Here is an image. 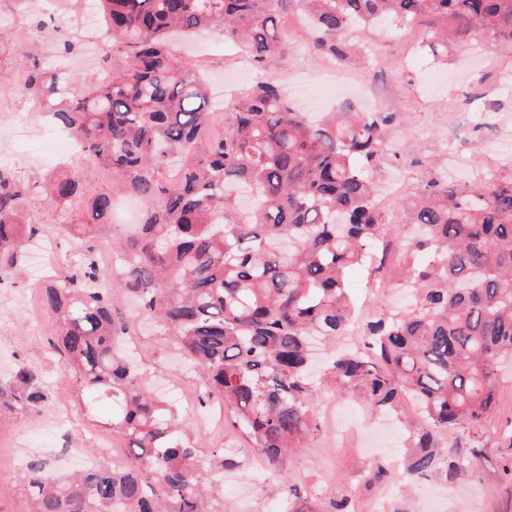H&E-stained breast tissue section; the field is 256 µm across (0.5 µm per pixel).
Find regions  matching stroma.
Instances as JSON below:
<instances>
[{"mask_svg": "<svg viewBox=\"0 0 512 512\" xmlns=\"http://www.w3.org/2000/svg\"><path fill=\"white\" fill-rule=\"evenodd\" d=\"M0 14L11 21L34 26V40L25 54L0 52V71L11 73L21 63H33L56 51L53 22L34 14L29 0H0ZM283 35L280 53L267 58L265 72L283 79L297 78L314 69L319 58L306 49L312 31L298 26L294 13L280 19ZM411 24L393 23L363 39L359 55L351 63L361 70L379 54L404 55L402 67L383 77L384 108L395 113L397 123L389 129L396 139L400 160H383L384 181L401 180L403 189L385 209L388 222L408 220L412 197L432 177L461 186L481 178H499L512 171V164L492 166L496 145L486 132L465 136L460 148L447 144L448 125L464 96H471L474 111L491 110L512 122V53L498 52L492 67L480 64L483 43L465 46L447 60L436 61L421 53H408L406 39ZM64 139L43 132L39 137H14L11 167L23 180H43L55 170L57 159L66 157ZM87 205L66 210L35 202L30 209L33 223L59 234L57 262L48 271L56 276L75 263L82 250L79 241L65 234V225L81 219ZM38 246L26 249L20 265L0 286V512H31L27 489L28 465L39 459L52 473L61 475L75 468L76 459L109 463L111 453H124V443L112 426L108 406L82 395L74 377L52 350L50 325L38 326L30 319L39 307L36 285ZM142 356L161 386L185 375V365L164 352L151 331L140 338ZM28 371L30 386L42 392L36 404L14 400L19 374ZM181 418L200 448H237L243 443L232 425L213 430L204 424L197 403L176 399ZM321 430L309 447L290 464L297 482L307 491L316 512H325L330 499L351 498L355 512H512V479L501 473L503 460L512 457L496 436H489L482 458L477 459L476 478L455 482L436 477L418 483L412 490L398 489L395 499L383 494L384 486L371 483L367 474L375 463L396 458L404 462L408 448L406 429L391 425L386 417L367 410L349 395H330L319 404ZM224 512H285L278 477L261 461L246 455L241 467L224 473Z\"/></svg>", "mask_w": 512, "mask_h": 512, "instance_id": "1", "label": "stroma"}]
</instances>
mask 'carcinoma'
<instances>
[{
  "label": "carcinoma",
  "mask_w": 512,
  "mask_h": 512,
  "mask_svg": "<svg viewBox=\"0 0 512 512\" xmlns=\"http://www.w3.org/2000/svg\"><path fill=\"white\" fill-rule=\"evenodd\" d=\"M112 34L106 84L70 80L33 67L25 88L0 89L44 102L55 127L81 146L78 160L112 170V191L89 200L69 225L85 243L77 263L42 288L55 348L84 391L121 398L122 467L92 462L68 478L28 466L33 512H224V468L241 449L204 459L149 373L119 345L144 321L167 349L192 362L199 406H233L235 426L263 463L284 473L288 512H312L285 472L317 431L318 398L352 393L375 410L412 402L420 415L410 484L476 474L496 409L498 365L512 357V176L448 189L428 181L408 224L376 208L375 177L399 156L387 129L393 112L346 105L312 121L291 111L267 76L239 96L224 131L212 123L204 80L170 49L171 34L223 27L260 64L281 49L279 17L295 2L313 27L310 50L346 61L351 32L373 35L389 19L430 28L423 48L436 60L452 46L488 38L512 52V0H97ZM121 55L114 64V53ZM82 183L67 175L29 184L0 174V275L18 265L30 200L69 207ZM141 203L135 234L108 241L116 261L102 270L97 247L112 226L113 193ZM382 245L405 257L397 287L407 304L369 318L361 346L309 377L311 341L343 334L356 314L346 271ZM135 299L136 316L118 303ZM464 440L471 457L443 451L439 436Z\"/></svg>",
  "instance_id": "cac0c4a2"
}]
</instances>
